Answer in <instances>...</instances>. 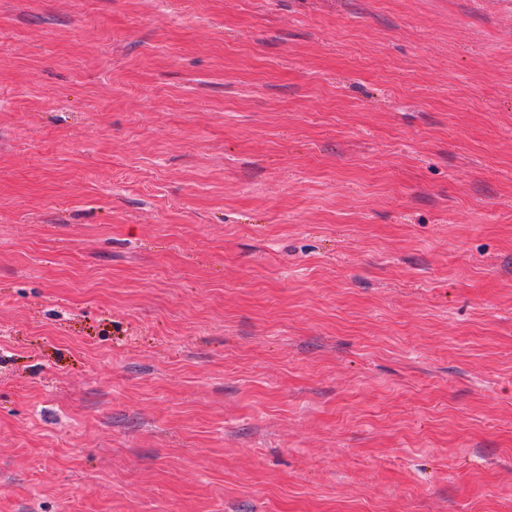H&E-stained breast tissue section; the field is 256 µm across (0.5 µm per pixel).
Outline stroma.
Segmentation results:
<instances>
[{
  "label": "stroma",
  "mask_w": 512,
  "mask_h": 512,
  "mask_svg": "<svg viewBox=\"0 0 512 512\" xmlns=\"http://www.w3.org/2000/svg\"><path fill=\"white\" fill-rule=\"evenodd\" d=\"M0 512H512V0H0Z\"/></svg>",
  "instance_id": "1"
}]
</instances>
